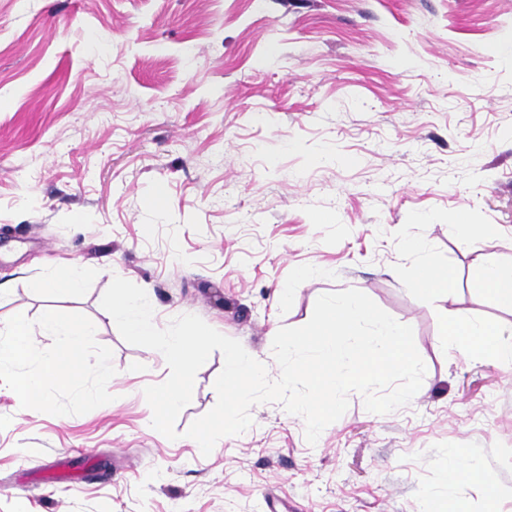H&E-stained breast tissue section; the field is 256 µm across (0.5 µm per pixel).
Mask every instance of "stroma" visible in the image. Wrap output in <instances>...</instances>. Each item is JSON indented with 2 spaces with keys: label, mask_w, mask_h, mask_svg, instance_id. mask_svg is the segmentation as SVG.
<instances>
[{
  "label": "stroma",
  "mask_w": 512,
  "mask_h": 512,
  "mask_svg": "<svg viewBox=\"0 0 512 512\" xmlns=\"http://www.w3.org/2000/svg\"><path fill=\"white\" fill-rule=\"evenodd\" d=\"M512 0H0V326L54 311L96 328L112 376H0V512H418L449 451L484 477L466 512H512V368L461 356L444 313L512 328L476 257L512 264ZM449 267L441 300L412 288ZM85 274L81 293L38 281ZM143 288L157 327L194 314L280 368V328L357 289L414 331L404 407L349 395L316 444L281 404L202 455L213 352L171 440L143 390L169 367L101 299ZM71 478L51 481L58 459Z\"/></svg>",
  "instance_id": "stroma-1"
}]
</instances>
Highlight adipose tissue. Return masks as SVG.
Segmentation results:
<instances>
[{"label":"adipose tissue","mask_w":512,"mask_h":512,"mask_svg":"<svg viewBox=\"0 0 512 512\" xmlns=\"http://www.w3.org/2000/svg\"><path fill=\"white\" fill-rule=\"evenodd\" d=\"M38 329L42 335L60 339L65 349L44 357L39 368L29 370L25 363L32 353L29 343L32 330L27 321L16 319L0 328V375H16L19 394L30 403L44 401L46 377L73 385L81 381L86 373L84 349L93 334L91 325L55 312L46 313ZM443 331L453 337L460 353L479 354L505 365L512 363V338L506 337L496 324L447 314L443 317Z\"/></svg>","instance_id":"adipose-tissue-1"}]
</instances>
